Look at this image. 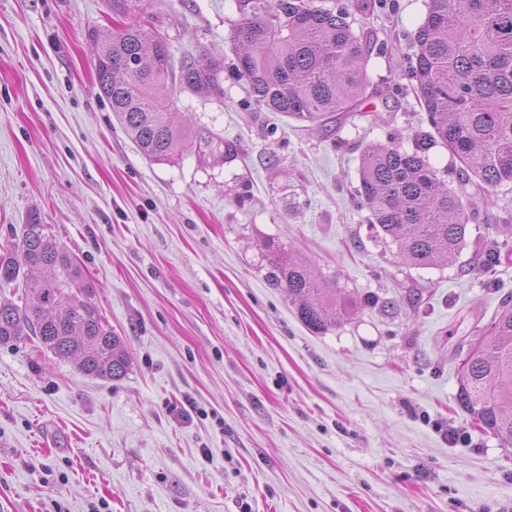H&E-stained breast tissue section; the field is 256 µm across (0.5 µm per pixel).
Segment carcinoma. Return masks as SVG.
<instances>
[{
	"label": "carcinoma",
	"instance_id": "1",
	"mask_svg": "<svg viewBox=\"0 0 512 512\" xmlns=\"http://www.w3.org/2000/svg\"><path fill=\"white\" fill-rule=\"evenodd\" d=\"M234 30L238 75L255 103L270 112L334 131L363 115L380 95L366 66L373 33L353 27L352 10L366 0H236ZM95 47V75L119 124L139 152L169 162L190 144L222 145L174 122L176 89L204 97L224 95V58L192 52L160 63L159 33L139 22L120 30L88 33ZM411 79L430 130L411 147L389 133L360 158L357 198L371 214L375 237L398 247L404 264L429 268L452 261L466 244L471 210L464 188L485 194L512 184V0H429L415 34ZM456 160L454 188L428 162L436 143ZM512 224H498L484 240L479 262L501 263ZM23 255L13 243L0 248V287L20 282L24 303L0 299V344L24 336L61 359H74L85 375L119 379L130 366L115 335L91 301L94 285L69 252L33 214L23 225ZM268 279L288 290L299 320L320 332L349 320L356 301L326 287L299 258L268 245ZM455 401L476 426L512 444V297L502 300L477 345L458 367Z\"/></svg>",
	"mask_w": 512,
	"mask_h": 512
}]
</instances>
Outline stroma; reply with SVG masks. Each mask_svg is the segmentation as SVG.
Listing matches in <instances>:
<instances>
[{
	"mask_svg": "<svg viewBox=\"0 0 512 512\" xmlns=\"http://www.w3.org/2000/svg\"><path fill=\"white\" fill-rule=\"evenodd\" d=\"M428 0H385L374 103L403 146L428 130L405 73ZM107 0H0V244L39 215L94 283L131 356L84 375L31 340L0 345V512H512V446L455 403L458 349L512 296L481 271L512 185L474 196L452 263L403 264L358 207L363 148L259 107L234 67L236 0H139L174 57L223 56L220 98L179 118L225 146L145 159L95 83L89 29ZM302 257L355 316L316 333L267 279L265 244ZM394 309L366 304L369 296Z\"/></svg>",
	"mask_w": 512,
	"mask_h": 512,
	"instance_id": "obj_1",
	"label": "stroma"
}]
</instances>
